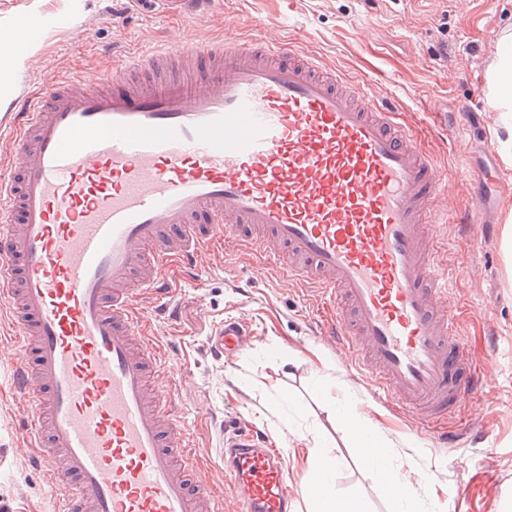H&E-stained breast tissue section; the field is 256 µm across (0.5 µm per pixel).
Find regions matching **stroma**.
Segmentation results:
<instances>
[{
	"mask_svg": "<svg viewBox=\"0 0 512 512\" xmlns=\"http://www.w3.org/2000/svg\"><path fill=\"white\" fill-rule=\"evenodd\" d=\"M52 17L24 45L25 67L14 94L47 87L74 66L89 80L111 69L113 51L173 44L220 34L285 40L307 35L302 48L327 64L370 80L376 97L394 98L407 124L425 127L428 148L444 170L465 171L469 183L449 182V211L482 199L487 235L466 247L459 228H438L449 259L463 271L459 293L474 315L457 324L460 338L477 353L498 348L499 375L464 414L473 437L441 448L420 432L413 416L393 419L389 407L348 371L343 353L312 332L313 305L292 284L264 276L235 251L203 254L199 277L177 286L176 329L148 318L145 335L172 340L168 360L181 386L178 414L213 474L224 467L220 420L238 417L263 426L283 452L285 470L301 486L311 467L315 430L336 453V489L365 512H394L374 473L362 466L352 441L333 421L329 406L347 397L357 417L371 425L394 462H412L424 479L417 494L426 512H512V268L503 231L512 219V195L499 192L497 173L512 163L497 140L498 111L482 100L470 117L472 131L459 136L455 114L469 95L467 76L487 77L504 32L512 31V0H0V21L27 23ZM243 320L255 339L234 359L214 358L208 342L227 320ZM9 360L0 361V504L9 512H59L61 498L29 462L24 420L32 404L9 385Z\"/></svg>",
	"mask_w": 512,
	"mask_h": 512,
	"instance_id": "1",
	"label": "stroma"
}]
</instances>
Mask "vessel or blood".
Here are the masks:
<instances>
[{
  "label": "vessel or blood",
  "mask_w": 512,
  "mask_h": 512,
  "mask_svg": "<svg viewBox=\"0 0 512 512\" xmlns=\"http://www.w3.org/2000/svg\"><path fill=\"white\" fill-rule=\"evenodd\" d=\"M306 39L226 37L127 50L88 83L72 69L15 99L0 174V312L18 331L12 387L33 400L32 462L63 512H288L264 428L224 423L213 486L173 410L168 345L142 324L204 250L249 246L321 310L349 370L442 445L491 380L457 333L460 271L438 225L482 236L477 208L442 214L447 177L400 112L325 65ZM200 61L169 73L173 61ZM157 71L148 87L132 76ZM248 326L211 339L234 357Z\"/></svg>",
  "instance_id": "1"
}]
</instances>
